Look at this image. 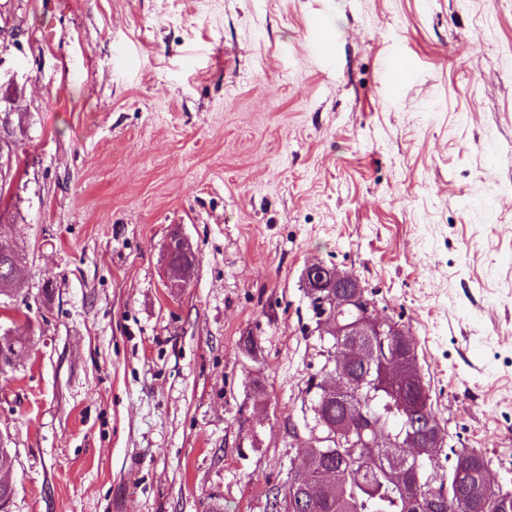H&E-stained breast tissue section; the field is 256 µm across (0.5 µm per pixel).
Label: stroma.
Listing matches in <instances>:
<instances>
[{
    "mask_svg": "<svg viewBox=\"0 0 512 512\" xmlns=\"http://www.w3.org/2000/svg\"><path fill=\"white\" fill-rule=\"evenodd\" d=\"M4 24L7 512H270L313 424L314 262L409 332L438 422L512 488V0H0ZM177 226L199 266L173 290ZM166 251L168 261L166 262L165 274H170L171 276H167L166 284L168 288H181L186 285V274L185 270L182 266H177L176 264L171 262V256L175 253H189L193 251V248L188 240V237L185 236L182 231H175L172 233L166 244ZM25 257L19 253H12L10 256H0V296L11 297L18 292L15 288V278H10L11 267L21 265ZM2 284L3 287L2 288ZM3 338V340H2ZM8 339V340H6ZM25 349L22 342L16 338H10L9 334L0 336V373H5L6 367H11Z\"/></svg>",
    "mask_w": 512,
    "mask_h": 512,
    "instance_id": "stroma-1",
    "label": "stroma"
}]
</instances>
